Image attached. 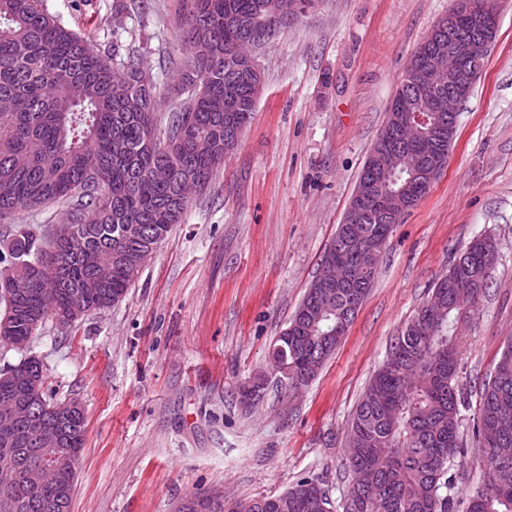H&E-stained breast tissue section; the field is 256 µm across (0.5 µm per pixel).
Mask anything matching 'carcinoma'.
Segmentation results:
<instances>
[{
    "label": "carcinoma",
    "mask_w": 512,
    "mask_h": 512,
    "mask_svg": "<svg viewBox=\"0 0 512 512\" xmlns=\"http://www.w3.org/2000/svg\"><path fill=\"white\" fill-rule=\"evenodd\" d=\"M227 13L265 21L274 37L286 32L276 22L278 0H180V39L189 50L180 64L181 87L194 107L160 113L156 89L145 90L139 80V48L122 54L115 47L105 58L91 41L53 19L43 0H0V100L9 104L0 112V224L13 225L0 252V280L9 271L28 277L52 242L60 253L53 267L59 284L54 310L47 311L35 292L25 297V306L47 318L67 314L76 301L88 311L111 307L140 272L131 269V257L156 250L189 205L178 183L155 182L151 170L170 161L183 164L205 189L224 166V92L247 102L256 82L224 69V55L246 41L241 28L224 26ZM397 94L426 114L427 91L403 82ZM187 121L194 138L215 143L216 150L199 153L187 141L167 151L168 135ZM394 156V181L384 193L410 192L418 157L398 146ZM92 161L104 174L100 185L86 178ZM57 203L67 208L61 224L14 223L21 210ZM385 230L376 208L369 207L358 237ZM462 256L461 265L448 267L452 284L439 297L442 310L416 311L355 407L346 440L348 471L360 466L375 474L367 488L348 492L343 512H459L454 498L442 492L454 481L451 470L464 468L458 328L479 309L485 288L473 284L484 281L493 260L472 242ZM352 293L335 289L317 324L297 308L277 337L272 362L288 388L307 386L313 367H323L341 345L354 319ZM33 336L28 321L15 319L0 341L27 344ZM85 433L82 414L64 425V447L74 462ZM472 444L486 479L466 512H512V342L480 389ZM45 460L25 442L0 445V467L18 475L5 489L16 512H40V500L55 495L51 488L34 491L23 478ZM322 499L327 495L319 480L304 478L283 495L254 500L245 512H322Z\"/></svg>",
    "instance_id": "1"
}]
</instances>
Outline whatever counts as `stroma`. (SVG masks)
Returning a JSON list of instances; mask_svg holds the SVG:
<instances>
[{
  "mask_svg": "<svg viewBox=\"0 0 512 512\" xmlns=\"http://www.w3.org/2000/svg\"><path fill=\"white\" fill-rule=\"evenodd\" d=\"M43 0L60 24L141 48L172 87L186 56L179 0ZM453 0H320L257 49L264 88L253 119L206 193L193 198L125 297L74 325L47 320L29 347H0V368L34 357L53 396L86 418L71 512H174L195 494L246 503L320 480L333 512L350 487L345 440L371 376L457 254L492 237L476 319L462 326L458 385L472 431L479 389L512 341V0L457 122L448 165L398 224L347 335L295 399L271 373L272 346L317 275L415 50ZM266 374L258 406L240 387Z\"/></svg>",
  "mask_w": 512,
  "mask_h": 512,
  "instance_id": "obj_1",
  "label": "stroma"
}]
</instances>
